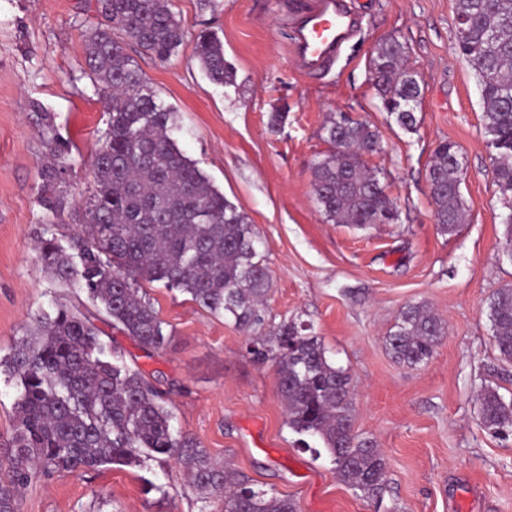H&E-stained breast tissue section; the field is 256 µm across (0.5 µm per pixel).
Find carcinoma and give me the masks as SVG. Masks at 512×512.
Returning a JSON list of instances; mask_svg holds the SVG:
<instances>
[{
	"instance_id": "cac0c4a2",
	"label": "carcinoma",
	"mask_w": 512,
	"mask_h": 512,
	"mask_svg": "<svg viewBox=\"0 0 512 512\" xmlns=\"http://www.w3.org/2000/svg\"><path fill=\"white\" fill-rule=\"evenodd\" d=\"M101 23L84 35L90 78L110 101L107 129L92 162L94 193L85 203L87 224L65 250L55 239H38L39 261L63 286L83 289L98 307L100 321L120 330L146 353L165 348L164 322L140 293L138 281H163L247 333L249 353L276 367L286 403L288 428L317 438L340 479L367 497L386 484L387 463L372 441L353 430L354 386L350 373L327 355L310 326L265 327L264 306L271 280L260 257L255 225L224 198L172 137L173 113L147 89L129 45L164 62L185 39L170 0H96ZM460 54L480 77L483 129L494 149L495 178L512 193V0H456ZM122 39H117L115 33ZM197 57L209 79L224 84L230 72L224 46L200 34ZM373 87L383 109L399 126L417 130L421 87L394 37L379 43L371 59ZM40 113L48 160L42 169V201L64 209L69 147ZM324 130L330 149L313 172V192L334 224H390L394 200L379 173L363 157L381 149L378 130L366 120H340L332 112ZM458 146L441 141L428 169L434 220L452 235L465 220ZM487 315L498 361L512 365V284L496 289ZM446 334L445 323L424 304H409L386 336L398 362L429 361ZM106 332L78 307L59 303L5 361L18 375L17 428L0 443L9 468L0 474V512H18L20 491L39 471L138 466L147 454L175 458L190 483L224 495V512H296L283 496L247 485L229 466L212 461L192 438L175 433L164 392L130 368ZM483 427L512 434V399L484 386L478 394Z\"/></svg>"
}]
</instances>
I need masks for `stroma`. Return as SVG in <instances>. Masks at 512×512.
I'll return each instance as SVG.
<instances>
[{
  "label": "stroma",
  "instance_id": "obj_1",
  "mask_svg": "<svg viewBox=\"0 0 512 512\" xmlns=\"http://www.w3.org/2000/svg\"><path fill=\"white\" fill-rule=\"evenodd\" d=\"M85 0H0V361L56 299L85 302L37 260L42 233L69 246L94 191L91 162L108 109L88 74L83 36L98 21ZM300 0H171L186 32L167 62L134 59L149 89L173 112L181 151L255 224L271 272L267 324L312 325L355 385L353 428L381 448L380 499L343 483L327 457L303 448L286 424L276 368L257 362L223 314L160 282H142L171 335L152 357L120 330L125 360L167 397L175 430L200 442L242 479L291 498L296 512H512V439L485 430L482 386L512 397V366L498 360L487 302L512 283L505 252L506 198L483 132L479 78L456 40L455 0H355L362 29L328 72L303 70L290 49ZM224 45L232 74L210 81L195 54L200 32ZM396 37L422 89L417 131L397 125L369 80L378 42ZM50 114L70 150L65 208H45L46 149L32 101ZM375 126L382 149L369 160L397 205L398 221L357 228L327 221L312 189L329 145V113ZM281 114L272 124L273 114ZM455 142L467 218L453 237L434 221L427 167L440 141ZM429 306L447 325L433 357L396 361L385 337L406 305ZM20 512H223L175 459L97 470L38 473Z\"/></svg>",
  "mask_w": 512,
  "mask_h": 512
}]
</instances>
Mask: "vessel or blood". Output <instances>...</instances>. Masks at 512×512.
<instances>
[{
    "label": "vessel or blood",
    "mask_w": 512,
    "mask_h": 512,
    "mask_svg": "<svg viewBox=\"0 0 512 512\" xmlns=\"http://www.w3.org/2000/svg\"><path fill=\"white\" fill-rule=\"evenodd\" d=\"M360 24L349 0H313L295 26L291 49L309 71L330 70Z\"/></svg>",
    "instance_id": "vessel-or-blood-1"
}]
</instances>
